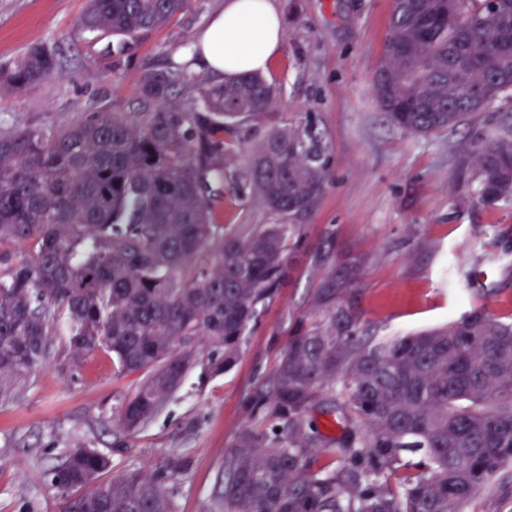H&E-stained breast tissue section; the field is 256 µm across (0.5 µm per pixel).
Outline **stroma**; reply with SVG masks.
<instances>
[{
  "label": "stroma",
  "mask_w": 512,
  "mask_h": 512,
  "mask_svg": "<svg viewBox=\"0 0 512 512\" xmlns=\"http://www.w3.org/2000/svg\"><path fill=\"white\" fill-rule=\"evenodd\" d=\"M284 43L264 77L281 97L260 124L240 129L224 158L219 223L272 224L244 180L263 138L312 114L324 136L330 180L301 222L290 276L262 311L237 362L192 372L137 433L114 419L140 377L99 350L71 360L56 351L19 389L0 397V512H56L45 472L75 447L107 455L112 472L155 471L172 455L186 468L172 485L175 512H208L224 457L240 431L274 419L270 376L319 270L315 256L361 264L362 317L378 336L437 327L476 309L512 319V204L473 193L468 159L512 128V95L428 135L397 129L380 109L373 77L384 53L392 0H276ZM224 0H189L166 26L130 42L89 40L74 26L86 0H0V64L39 46L57 68L38 87L0 92V129L63 125L91 112L143 111L139 79L178 65Z\"/></svg>",
  "instance_id": "35a3bbf8"
}]
</instances>
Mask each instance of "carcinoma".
<instances>
[{
	"label": "carcinoma",
	"mask_w": 512,
	"mask_h": 512,
	"mask_svg": "<svg viewBox=\"0 0 512 512\" xmlns=\"http://www.w3.org/2000/svg\"><path fill=\"white\" fill-rule=\"evenodd\" d=\"M187 0H88L77 27L132 40L167 24ZM53 52L29 50L0 68V90L48 79ZM193 104L163 106L171 88ZM373 90L409 134L456 126L512 94V0H394ZM153 112H94L62 126L0 131V391L67 336L75 357L103 349L142 375L116 423L153 419L189 372L229 369L260 309L288 275L298 221L318 205L326 146L307 114L270 131L248 170L284 224L215 220L209 185L224 181V134L258 123L277 87L256 73L212 83L186 68L148 71ZM474 193L512 202V130L472 155ZM360 267L322 273L271 375L269 430L244 429L224 457L209 512H468L512 466V320L480 309L410 336H372L360 309ZM327 406L343 426L336 464L305 416ZM110 462L69 449L49 470L60 512H174L171 458L150 474L106 479Z\"/></svg>",
	"instance_id": "carcinoma-1"
}]
</instances>
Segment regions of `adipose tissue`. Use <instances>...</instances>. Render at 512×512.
I'll list each match as a JSON object with an SVG mask.
<instances>
[{"instance_id": "ef3b65f1", "label": "adipose tissue", "mask_w": 512, "mask_h": 512, "mask_svg": "<svg viewBox=\"0 0 512 512\" xmlns=\"http://www.w3.org/2000/svg\"><path fill=\"white\" fill-rule=\"evenodd\" d=\"M284 19L273 0H225L200 32L192 56L217 78L265 70L283 45Z\"/></svg>"}]
</instances>
